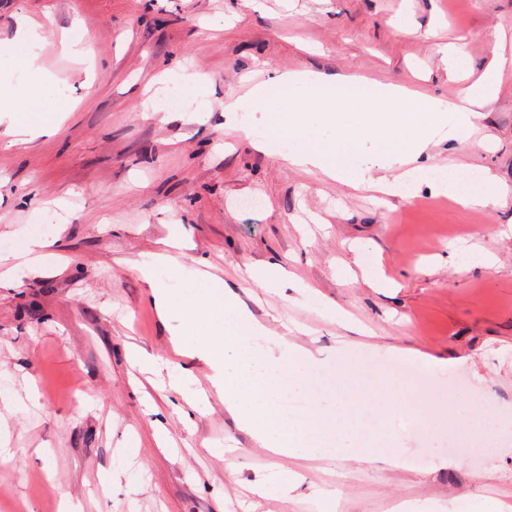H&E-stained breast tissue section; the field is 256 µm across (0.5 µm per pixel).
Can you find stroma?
<instances>
[{
    "label": "stroma",
    "mask_w": 512,
    "mask_h": 512,
    "mask_svg": "<svg viewBox=\"0 0 512 512\" xmlns=\"http://www.w3.org/2000/svg\"><path fill=\"white\" fill-rule=\"evenodd\" d=\"M20 16L54 18L40 64L78 105L58 134L0 148V237L39 229L55 236L57 257L44 274L0 287V372L19 391L34 377L40 392L28 413L0 404V434L16 451L0 466V512H59L64 490L84 512H242L243 500L255 512H312L315 491L334 495L336 512H393L406 500L418 512H452L459 500L512 494V196L442 206L427 186L411 199L356 190L256 151L224 111L251 83L297 70L456 98L497 41L512 54V0H0V39L13 37ZM75 20L92 61L61 51ZM402 20L415 35L398 33ZM460 40L472 69H453L440 51ZM186 62L210 77L206 104L180 96L170 111H144L152 80ZM481 112L473 132L431 146L433 161L487 168L512 185V64ZM61 197L76 206L64 231L36 223L34 205ZM247 198L260 208H241ZM173 227L187 273L203 267L252 294L249 309L271 329L300 324L293 341L319 357H335L345 341L368 344L375 365L422 379L447 410L428 423L389 417L372 463L320 448L291 461L302 482L290 501L225 482L226 463L250 476L278 459L217 397L177 411L151 382L130 383L128 344L172 355L132 263ZM479 252L493 265L477 263ZM266 262L293 280L284 295L243 279L245 266ZM364 263L392 287H369ZM327 304L345 319L324 318ZM428 361L436 368L422 373ZM160 430L171 447H158ZM473 434L494 454L449 450ZM394 452L402 468L385 463Z\"/></svg>",
    "instance_id": "35a3bbf8"
}]
</instances>
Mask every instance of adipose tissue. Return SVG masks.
<instances>
[{"instance_id":"adipose-tissue-1","label":"adipose tissue","mask_w":512,"mask_h":512,"mask_svg":"<svg viewBox=\"0 0 512 512\" xmlns=\"http://www.w3.org/2000/svg\"><path fill=\"white\" fill-rule=\"evenodd\" d=\"M43 48L36 24L18 17L12 38L0 40V58L20 73L37 75L26 88L0 91V124L9 136L29 139L56 134L63 109L53 78L39 64ZM507 64L497 53L470 95L460 101L430 96L399 84L371 87L367 78L338 77L314 71H293L281 78L288 93V109L280 111L265 85L254 86L246 97L225 103L228 113L261 112L270 137L256 141L263 152H273L288 164L314 167L352 187L413 197L421 184L435 192L449 191L456 183L455 199L466 206H486L505 200L512 186L490 171L449 168L448 181L435 179L437 165L428 152L438 130L451 127L462 134L461 122L473 117L475 105L493 98ZM381 169L372 178L371 168ZM46 236L31 232L0 250V262L13 260V283L41 273L47 260ZM181 248L177 231H170L156 251L135 262L134 268L150 289L163 323H175L171 341L176 353L195 358L211 371V391L192 387L190 371L170 373L169 387L189 405L216 393L238 428L261 448L288 458L301 457L309 448H340L366 460L359 441L381 438V430L368 426L366 413L390 415L414 411L411 386L396 371L372 370L365 351L342 348L335 361L319 358L309 348L261 324L241 295L224 280L197 271L190 283L191 300L173 295L168 279L181 276L184 267L176 253ZM266 338L269 348L256 346ZM376 372L389 388L384 398L361 391L359 399H346L351 385L363 374ZM310 390L334 404L330 413L294 416L288 397Z\"/></svg>"}]
</instances>
